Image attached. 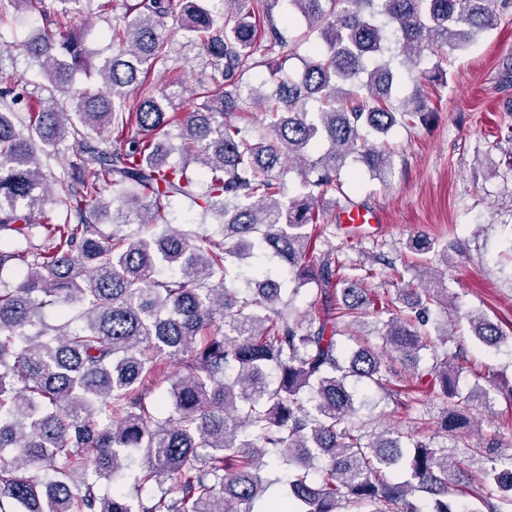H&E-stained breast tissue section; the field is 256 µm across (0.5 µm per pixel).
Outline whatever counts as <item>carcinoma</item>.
Listing matches in <instances>:
<instances>
[{"instance_id": "1", "label": "carcinoma", "mask_w": 512, "mask_h": 512, "mask_svg": "<svg viewBox=\"0 0 512 512\" xmlns=\"http://www.w3.org/2000/svg\"><path fill=\"white\" fill-rule=\"evenodd\" d=\"M202 2L135 0L107 57L75 31H43L25 46L47 81L32 98L0 68V270L21 268L16 284L0 280V512H254L275 484L268 512H512L511 455L471 449L486 459L473 477L433 439L404 443L360 416L368 389L409 407L390 385L395 356L452 402L443 436L471 426L462 351L448 352L456 331L440 329L441 350L421 332L452 305L447 249L416 238L420 287L374 294L360 287L371 270L316 250L323 203L356 162L389 179L392 153L371 136L425 120L424 89L493 25L494 0H288L321 41L298 75L274 0H224L219 14ZM170 20L210 69L187 113L179 81H146L168 57ZM426 52L424 85L401 97L396 65ZM77 72L104 89L71 93ZM69 137L78 149L64 163L55 148ZM174 200L218 228L169 223ZM379 312L382 350L343 342ZM467 322L487 347L508 339L481 314ZM168 359L180 365L169 402L149 386ZM127 470L135 494H99Z\"/></svg>"}]
</instances>
